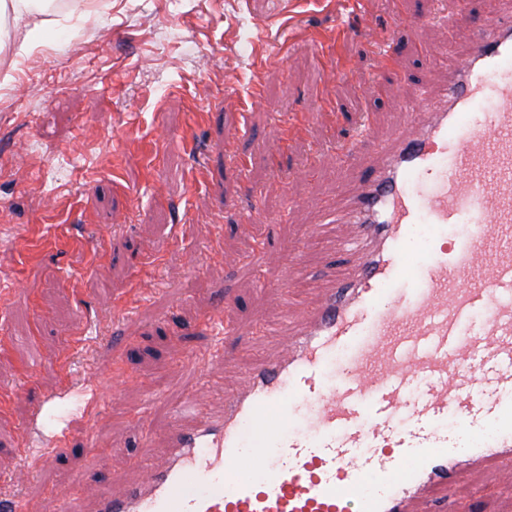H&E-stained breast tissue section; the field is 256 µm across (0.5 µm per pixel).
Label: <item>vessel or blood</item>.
<instances>
[{
	"mask_svg": "<svg viewBox=\"0 0 512 512\" xmlns=\"http://www.w3.org/2000/svg\"><path fill=\"white\" fill-rule=\"evenodd\" d=\"M423 24L392 18L377 47L384 71L400 69L401 30ZM511 60L512 11L498 0H486L465 55L424 54V67L447 68L439 102L408 105L329 217L352 226L345 249L358 265L342 279L328 267L334 283L301 322L288 315L259 328L278 337V354L251 365L245 386L205 420L204 393L217 384L187 355L166 466L106 481L97 512H407L429 484L488 458L503 460L512 484ZM485 99L496 108L467 122ZM419 224L462 232L414 263ZM299 253H281L273 287L299 273ZM204 330L219 346L236 333L218 312ZM70 439L62 430L26 454L41 461ZM17 509L81 512L65 488Z\"/></svg>",
	"mask_w": 512,
	"mask_h": 512,
	"instance_id": "obj_1",
	"label": "vessel or blood"
}]
</instances>
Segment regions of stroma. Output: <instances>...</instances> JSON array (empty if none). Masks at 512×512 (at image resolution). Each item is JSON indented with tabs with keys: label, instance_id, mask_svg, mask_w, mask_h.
I'll return each instance as SVG.
<instances>
[{
	"label": "stroma",
	"instance_id": "obj_1",
	"mask_svg": "<svg viewBox=\"0 0 512 512\" xmlns=\"http://www.w3.org/2000/svg\"><path fill=\"white\" fill-rule=\"evenodd\" d=\"M375 25L425 18L385 77L364 40L345 37L350 0H62L48 36L0 48V497L39 498L72 484L96 512L103 477L136 480L141 442L149 464L169 457V405L145 414L153 389L183 381L187 351L220 378L203 416L246 383V362L276 353L253 341L278 323L277 294L244 272L256 242L272 252L302 245L304 272L288 283L302 307L357 256L331 250L324 212L341 206L372 163L369 150L336 154L358 121L391 138L426 79L425 50H464L476 13L457 0H364ZM455 14V26L444 17ZM264 62L265 102L243 111L251 71ZM237 141L243 172L224 158ZM248 211L240 222V211ZM223 305L240 334L209 357L200 324ZM97 371L99 400L80 383ZM76 441L32 471L21 447H42L63 428ZM91 434L95 447L81 444ZM460 512H512L497 463L461 468L449 488Z\"/></svg>",
	"mask_w": 512,
	"mask_h": 512
}]
</instances>
